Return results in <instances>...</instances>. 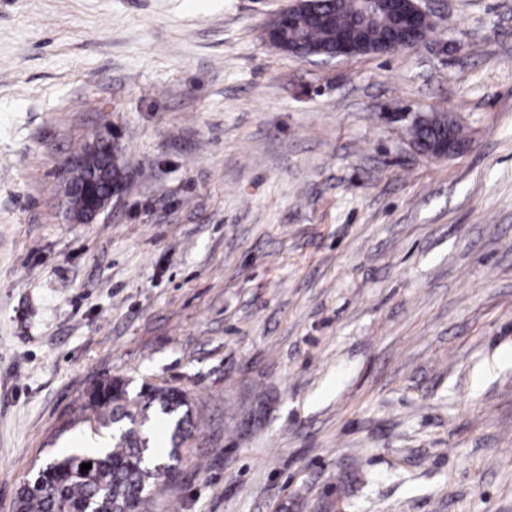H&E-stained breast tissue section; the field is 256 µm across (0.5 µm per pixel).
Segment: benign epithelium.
I'll use <instances>...</instances> for the list:
<instances>
[{
	"mask_svg": "<svg viewBox=\"0 0 512 512\" xmlns=\"http://www.w3.org/2000/svg\"><path fill=\"white\" fill-rule=\"evenodd\" d=\"M429 0H383L380 8L386 13L398 15L400 33L376 48L380 54H398L419 45V37L428 34L426 27L433 25V12L425 7ZM360 54L355 39L344 32L336 34L335 57H349ZM464 143L454 144L446 139L434 143L423 155L434 158H447L463 152ZM88 151L102 152L106 162L102 169L93 172L83 181L70 188V201L74 220L79 224H90L112 202L119 192L123 178L116 162L119 150L105 143L103 137L94 135L88 140Z\"/></svg>",
	"mask_w": 512,
	"mask_h": 512,
	"instance_id": "obj_1",
	"label": "benign epithelium"
}]
</instances>
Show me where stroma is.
I'll return each mask as SVG.
<instances>
[{
	"mask_svg": "<svg viewBox=\"0 0 512 512\" xmlns=\"http://www.w3.org/2000/svg\"><path fill=\"white\" fill-rule=\"evenodd\" d=\"M293 4L0 0V512L107 378L197 416L156 512H512V0L328 62L267 41ZM444 129L451 133L457 141L464 142V140H466L461 126L456 121L449 118L444 113H436L430 118H427L423 123L411 126L410 134L412 142L423 140L434 130L441 131ZM105 143H108L107 146L102 147ZM87 144L91 153L104 152L106 162L101 170L94 171L74 186L71 184L72 188L70 186V201L75 214L72 217L79 224L92 223L112 202L123 184V175L121 178L116 165L119 150L115 146L112 148V140H103L102 136L94 135Z\"/></svg>",
	"mask_w": 512,
	"mask_h": 512,
	"instance_id": "stroma-1",
	"label": "stroma"
}]
</instances>
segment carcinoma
Instances as JSON below:
<instances>
[{"mask_svg": "<svg viewBox=\"0 0 512 512\" xmlns=\"http://www.w3.org/2000/svg\"><path fill=\"white\" fill-rule=\"evenodd\" d=\"M357 0H308L300 30L282 29L267 35L273 46L286 52L297 46L304 57L325 59L335 46V33L354 24ZM389 28L382 23L358 33L371 44L381 43ZM447 130L465 140L461 126L444 113H436L410 128L418 142L429 133ZM94 428L112 429L105 450H78L47 458L19 488L16 512H153L156 497L172 486L182 460L181 449L194 438V423L183 392L169 387L142 386L134 395L124 384L100 382L81 406ZM163 417L168 427L166 448L154 446L146 424L149 414ZM91 469L81 470V464Z\"/></svg>", "mask_w": 512, "mask_h": 512, "instance_id": "1", "label": "carcinoma"}]
</instances>
